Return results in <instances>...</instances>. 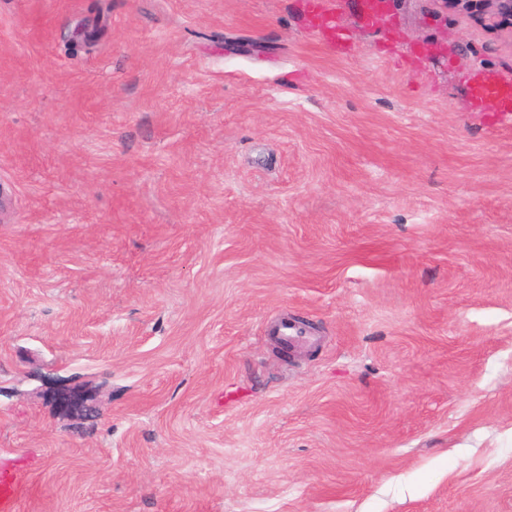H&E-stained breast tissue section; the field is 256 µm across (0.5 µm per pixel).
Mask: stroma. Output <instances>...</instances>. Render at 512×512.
<instances>
[{
  "label": "stroma",
  "instance_id": "obj_1",
  "mask_svg": "<svg viewBox=\"0 0 512 512\" xmlns=\"http://www.w3.org/2000/svg\"><path fill=\"white\" fill-rule=\"evenodd\" d=\"M306 2L0 0L11 512H512V19ZM309 4V13L312 16L311 26L318 30L324 38L333 43L336 41L338 29L335 2L329 0H314ZM351 45L336 41V50L346 51ZM470 97L477 103H484L489 97L497 99L500 107L498 112L505 115L512 112V79L502 77L496 82H491L484 75L472 77L468 87Z\"/></svg>",
  "mask_w": 512,
  "mask_h": 512
}]
</instances>
